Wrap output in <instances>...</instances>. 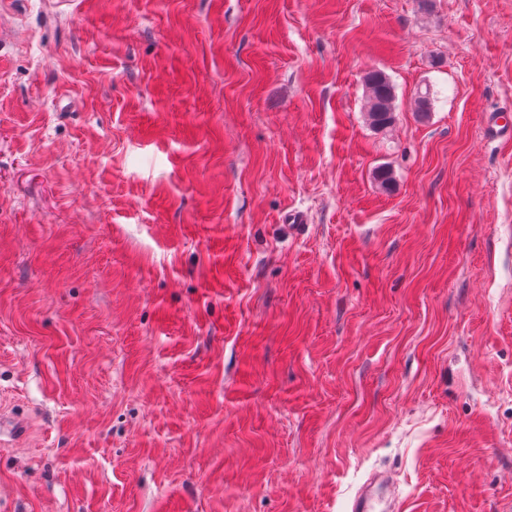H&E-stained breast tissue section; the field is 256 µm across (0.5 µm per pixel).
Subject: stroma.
Returning a JSON list of instances; mask_svg holds the SVG:
<instances>
[{"label": "stroma", "instance_id": "35a3bbf8", "mask_svg": "<svg viewBox=\"0 0 512 512\" xmlns=\"http://www.w3.org/2000/svg\"><path fill=\"white\" fill-rule=\"evenodd\" d=\"M1 17L0 512H512V0ZM365 117L377 130L389 128L396 117V95L389 77L381 70H370L365 79ZM374 482L369 481L360 494L354 499L351 512H383V511H400L399 507L393 506L392 509H381L377 510L376 504L378 503L374 494Z\"/></svg>", "mask_w": 512, "mask_h": 512}]
</instances>
